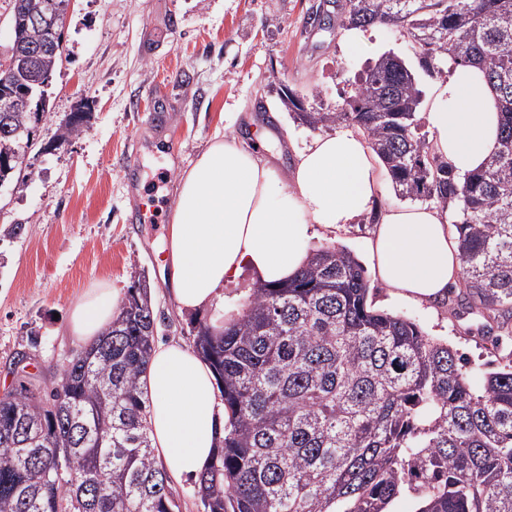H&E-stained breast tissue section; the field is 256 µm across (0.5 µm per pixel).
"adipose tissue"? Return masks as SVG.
<instances>
[{"instance_id": "1", "label": "adipose tissue", "mask_w": 512, "mask_h": 512, "mask_svg": "<svg viewBox=\"0 0 512 512\" xmlns=\"http://www.w3.org/2000/svg\"><path fill=\"white\" fill-rule=\"evenodd\" d=\"M437 152L458 174L483 167L498 148L500 113L483 72L456 71L430 89L424 110ZM378 159L361 132L314 136L278 169L239 135H217L179 178L161 277L181 311L199 314L224 297V286L250 273L278 285L308 262L315 229L329 232L372 214L368 240L373 274L395 295L419 302L442 298L461 278L459 249L441 207L380 204ZM120 307L103 281L69 311L72 336L93 342ZM149 399L153 448L175 482L197 476L217 444L215 377L179 342L156 344L141 377Z\"/></svg>"}]
</instances>
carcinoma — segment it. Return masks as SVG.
<instances>
[{"mask_svg": "<svg viewBox=\"0 0 512 512\" xmlns=\"http://www.w3.org/2000/svg\"><path fill=\"white\" fill-rule=\"evenodd\" d=\"M348 21L391 23L421 47L419 66L478 67L499 103V149L459 175L420 132L424 99L408 67L384 55L340 109L304 111L315 130L348 122L367 138L400 197L445 206L460 248L458 305L512 332V0H347ZM38 65L53 76L62 34ZM0 158L32 146L45 90L0 76ZM72 112L58 145L85 130ZM366 270L343 247L312 250L280 286L251 289L217 332L193 345L216 374L224 425L196 482L203 512H512V359L474 387L465 359L417 323L368 303ZM155 317L131 286L112 325L62 366L47 395L19 384L0 397V512H179L151 447L141 375ZM67 454L56 478L57 454Z\"/></svg>", "mask_w": 512, "mask_h": 512, "instance_id": "obj_1", "label": "carcinoma"}]
</instances>
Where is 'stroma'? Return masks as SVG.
I'll list each match as a JSON object with an SVG mask.
<instances>
[{
  "label": "stroma",
  "mask_w": 512,
  "mask_h": 512,
  "mask_svg": "<svg viewBox=\"0 0 512 512\" xmlns=\"http://www.w3.org/2000/svg\"><path fill=\"white\" fill-rule=\"evenodd\" d=\"M337 0H68L65 52L54 74L50 112L26 153L25 181L0 191V396L20 381L50 391L83 344L68 329L69 309L106 280L120 291L145 278L155 338L192 344L197 318L180 313L159 281L168 215L183 171L218 134L267 123L279 170L314 135L280 100L340 108L356 77L385 53L416 65L415 49L392 24L367 27L362 53L345 54L343 28L321 30L316 11ZM88 107L85 132L54 148L71 112ZM371 220L312 247L336 245L365 260ZM445 300L418 304L371 282L372 306L417 322L466 360L473 385L512 355V336ZM27 353L25 369L14 365Z\"/></svg>",
  "instance_id": "1"
}]
</instances>
